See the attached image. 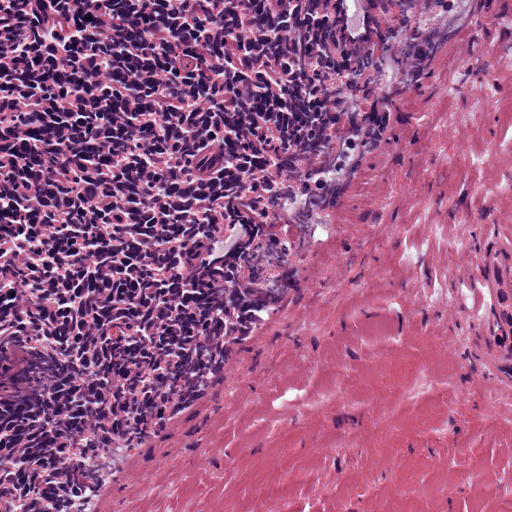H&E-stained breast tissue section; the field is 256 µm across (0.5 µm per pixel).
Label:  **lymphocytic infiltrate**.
<instances>
[{"mask_svg": "<svg viewBox=\"0 0 512 512\" xmlns=\"http://www.w3.org/2000/svg\"><path fill=\"white\" fill-rule=\"evenodd\" d=\"M454 9L0 0L1 504L56 512L206 387Z\"/></svg>", "mask_w": 512, "mask_h": 512, "instance_id": "f902f5d3", "label": "lymphocytic infiltrate"}]
</instances>
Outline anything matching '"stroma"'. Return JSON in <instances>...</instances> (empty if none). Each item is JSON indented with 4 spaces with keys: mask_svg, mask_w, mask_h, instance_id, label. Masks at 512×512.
Returning a JSON list of instances; mask_svg holds the SVG:
<instances>
[{
    "mask_svg": "<svg viewBox=\"0 0 512 512\" xmlns=\"http://www.w3.org/2000/svg\"><path fill=\"white\" fill-rule=\"evenodd\" d=\"M460 0L292 284L200 397L100 471L99 512H512V361L474 266L512 218V0ZM470 44L467 60L458 44Z\"/></svg>",
    "mask_w": 512,
    "mask_h": 512,
    "instance_id": "stroma-1",
    "label": "stroma"
}]
</instances>
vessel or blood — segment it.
Listing matches in <instances>:
<instances>
[{
    "mask_svg": "<svg viewBox=\"0 0 512 512\" xmlns=\"http://www.w3.org/2000/svg\"><path fill=\"white\" fill-rule=\"evenodd\" d=\"M476 270L498 299L489 334L512 335V242L493 238L483 249Z\"/></svg>",
    "mask_w": 512,
    "mask_h": 512,
    "instance_id": "vessel-or-blood-1",
    "label": "vessel or blood"
}]
</instances>
